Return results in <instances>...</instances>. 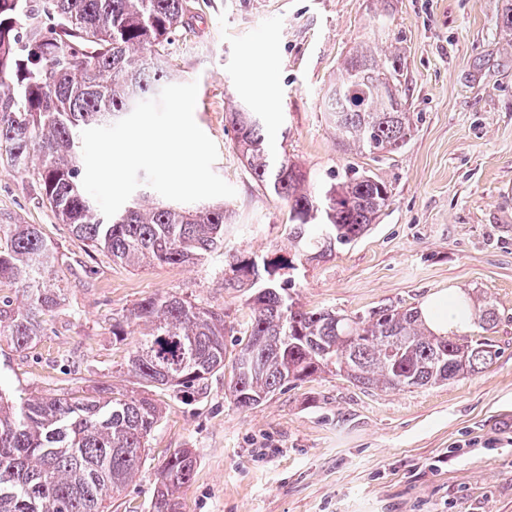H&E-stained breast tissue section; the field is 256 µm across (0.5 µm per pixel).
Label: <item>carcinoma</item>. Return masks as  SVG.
<instances>
[{"label":"carcinoma","instance_id":"cac0c4a2","mask_svg":"<svg viewBox=\"0 0 512 512\" xmlns=\"http://www.w3.org/2000/svg\"><path fill=\"white\" fill-rule=\"evenodd\" d=\"M183 0H0V151L9 165L38 163L41 196L71 234L128 265H189L224 241V206L195 211L134 203L107 218L84 190L79 134L110 125L168 80L156 57L183 24ZM397 50L355 49L326 92L325 115L344 151L390 153L411 133ZM229 121L256 185L288 203L294 259L313 261L358 242L392 201L390 185L354 168L312 179L288 154L274 153L260 112L234 107ZM62 254L34 224H0V339L23 352L41 335L42 316L64 301L52 274ZM231 287L266 286L235 339L231 396L253 408L278 388L333 366L366 388L411 389L465 377L497 357L488 339L434 333L421 311L383 306L366 316L308 311L290 293L294 268L281 256L236 258ZM484 331L496 305L467 304ZM142 339L127 371L139 389L100 384L18 403L0 394V512H111L112 497L141 474L146 438L161 419L151 389L187 397L224 369V314L170 293L137 302L113 319L112 336L130 325ZM196 458L184 448L154 473L153 512H181L179 490Z\"/></svg>","mask_w":512,"mask_h":512}]
</instances>
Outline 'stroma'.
Returning a JSON list of instances; mask_svg holds the SVG:
<instances>
[{
    "label": "stroma",
    "instance_id": "35a3bbf8",
    "mask_svg": "<svg viewBox=\"0 0 512 512\" xmlns=\"http://www.w3.org/2000/svg\"><path fill=\"white\" fill-rule=\"evenodd\" d=\"M512 0H186V22L161 50L173 84L198 82L197 125L232 185L224 244L194 265L131 267L74 238L29 172L0 158V224H35L63 255L65 302L24 352L0 342L11 400L134 386L112 320L142 298L173 293L224 315V370L194 398L155 390L163 417L147 463L112 512H153L151 483L174 450L197 464L182 512H512ZM397 46L413 130L374 157L336 145L324 97L349 50ZM264 115L272 149L313 175L348 166L378 175L392 202L355 245L286 275L310 310L367 315L421 307L457 291L494 302L499 354L483 372L409 390L371 389L321 372L249 410L230 395L235 330L251 288H231L235 256L289 254L288 205L252 180L234 145L230 106Z\"/></svg>",
    "mask_w": 512,
    "mask_h": 512
}]
</instances>
